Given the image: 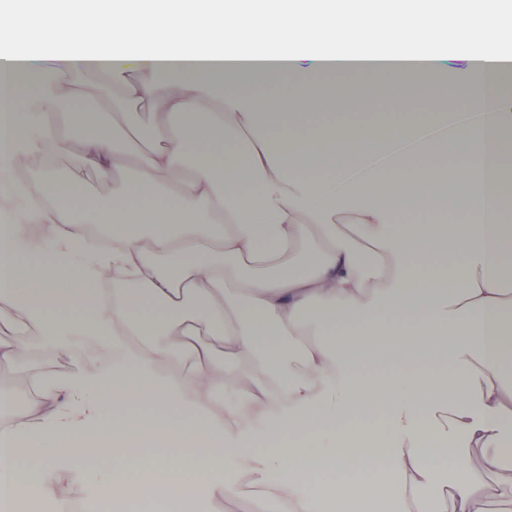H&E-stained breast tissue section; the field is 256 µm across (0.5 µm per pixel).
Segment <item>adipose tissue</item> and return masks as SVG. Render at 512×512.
Instances as JSON below:
<instances>
[{
	"label": "adipose tissue",
	"mask_w": 512,
	"mask_h": 512,
	"mask_svg": "<svg viewBox=\"0 0 512 512\" xmlns=\"http://www.w3.org/2000/svg\"><path fill=\"white\" fill-rule=\"evenodd\" d=\"M67 2L0 10L14 65L0 85V296L44 347L63 353L86 335L117 355L31 378L27 408L0 427V501H62L58 482L29 485L20 460L40 444L53 466L83 437L113 459L90 481L117 500L226 498L230 460L262 512H315L299 478L330 472L336 512H485L486 474L512 471V281L498 272L512 259V0ZM57 12L62 36L41 38ZM311 67L392 77L387 99L410 117L391 139L412 151L369 169L387 146L364 127L305 135L334 105L303 81ZM443 67L482 121L428 138L426 118L447 109L434 91ZM90 73L107 79L93 98ZM240 76L292 83L263 107ZM119 83L156 110L162 147L134 146ZM50 149L69 172L45 173L34 204L15 166ZM446 153L462 165L441 164ZM89 169L112 179L111 198L86 192ZM91 221L122 247L100 251ZM201 324L235 360L224 383L216 352L193 339ZM162 364L176 374L160 379ZM133 401L149 414L132 419ZM361 414L387 419L389 447L355 427ZM327 420L336 445L318 453L249 446ZM135 421L149 439L184 434L211 454L131 456L101 435ZM470 448L479 461L457 467ZM377 472L391 475L385 491L367 481ZM448 474L451 493H435Z\"/></svg>",
	"instance_id": "adipose-tissue-1"
}]
</instances>
